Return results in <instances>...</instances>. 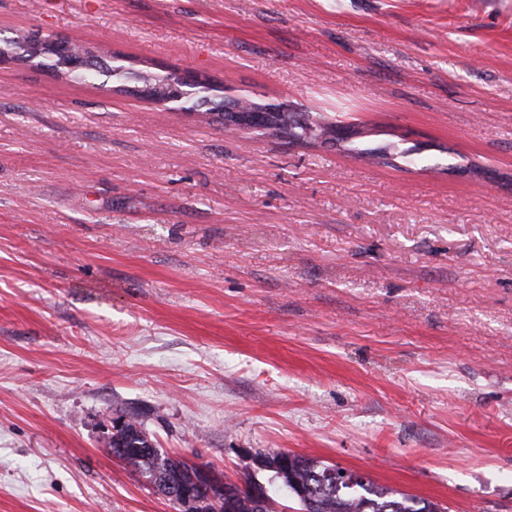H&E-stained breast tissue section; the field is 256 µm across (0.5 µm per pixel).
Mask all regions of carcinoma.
<instances>
[{
	"instance_id": "cac0c4a2",
	"label": "carcinoma",
	"mask_w": 512,
	"mask_h": 512,
	"mask_svg": "<svg viewBox=\"0 0 512 512\" xmlns=\"http://www.w3.org/2000/svg\"><path fill=\"white\" fill-rule=\"evenodd\" d=\"M22 58H33L39 63L49 60L50 68L65 67L67 75L84 82H92L100 75L124 79L137 77L133 72L108 65L93 70H73L71 66L77 60L75 48L34 38L26 42ZM141 80L152 86L150 97L158 102L176 99L188 88L199 92L195 96L198 101L202 99L200 93L207 89L203 82L190 83L170 74L151 78L143 76ZM241 111L251 116L253 125L275 135L286 133L298 141L306 142L323 136L338 142L354 135V131L346 126L326 122L322 117L313 118L306 113L293 118L271 106L255 103L247 104ZM107 447L124 468L134 470L150 485L161 490L187 491L199 478L197 466L157 447L142 424L133 417L126 419L122 433L117 440L107 443ZM256 462L274 473L282 488L299 502L300 512H444L439 505L426 499L376 485L347 470L339 476L337 472L341 468L294 453L264 454ZM256 485L257 482L247 474L240 485L216 480L210 487L209 496L191 505L188 512H258L251 496V489Z\"/></svg>"
}]
</instances>
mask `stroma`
Instances as JSON below:
<instances>
[{
  "label": "stroma",
  "mask_w": 512,
  "mask_h": 512,
  "mask_svg": "<svg viewBox=\"0 0 512 512\" xmlns=\"http://www.w3.org/2000/svg\"><path fill=\"white\" fill-rule=\"evenodd\" d=\"M37 32L397 155L0 60V512H179L122 415L221 481L512 512V0H0ZM240 111L251 116L254 126H260L275 135L283 132L288 134V138L291 136L296 141L306 143L309 139L316 140L319 136H324V140L338 142L357 134L346 126L324 121L321 115L318 118L316 116L313 118L304 113L300 114L301 118H293L271 106L255 103H248ZM126 418L124 428V421L117 418L112 419L111 424L103 428L104 437L110 441L105 439L112 456L120 461L124 468H131L140 474L154 488L158 487L164 491H187L193 488L194 479L200 478L197 466L171 455L164 448H157L137 419ZM122 428V433L113 441L112 435L117 436ZM256 459L280 480L302 512H444L438 504L379 486L345 469L280 451ZM336 471L340 478H336ZM344 471V474H341Z\"/></svg>",
  "instance_id": "obj_1"
}]
</instances>
